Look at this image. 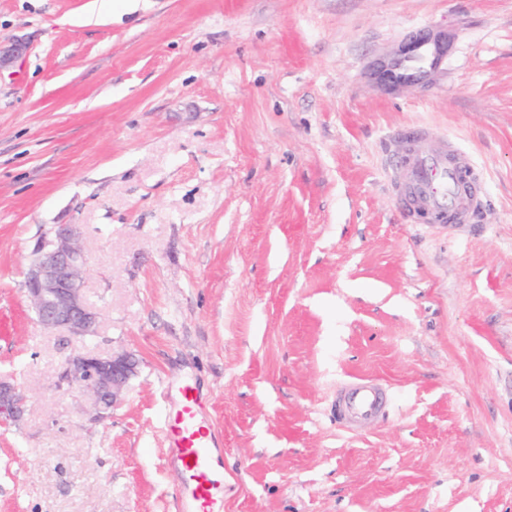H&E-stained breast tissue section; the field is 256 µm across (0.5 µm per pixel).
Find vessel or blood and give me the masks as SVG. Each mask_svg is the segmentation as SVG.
I'll list each match as a JSON object with an SVG mask.
<instances>
[{
	"label": "vessel or blood",
	"mask_w": 512,
	"mask_h": 512,
	"mask_svg": "<svg viewBox=\"0 0 512 512\" xmlns=\"http://www.w3.org/2000/svg\"><path fill=\"white\" fill-rule=\"evenodd\" d=\"M405 169L402 190L407 209L421 224H465L479 207L480 181L470 157L449 148L424 153L408 139L400 158ZM179 408L162 416L169 437V463L181 474L179 493L188 512H215L224 485L222 451L213 433L202 425L203 398L190 383L179 388ZM385 386L373 378H356L342 384L332 402L337 425L353 426L378 417L384 407Z\"/></svg>",
	"instance_id": "b4317fda"
}]
</instances>
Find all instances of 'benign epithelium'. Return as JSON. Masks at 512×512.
<instances>
[{
  "label": "benign epithelium",
  "instance_id": "7a95c632",
  "mask_svg": "<svg viewBox=\"0 0 512 512\" xmlns=\"http://www.w3.org/2000/svg\"><path fill=\"white\" fill-rule=\"evenodd\" d=\"M446 43V37L441 34L413 39L380 66L377 79L392 90L413 82H426L429 75L409 72L406 61L422 47L430 48L437 60L444 53ZM26 51L27 46L20 41L0 45V71L12 67ZM81 236L79 225L60 224L48 240H38L30 254L23 283L24 294L40 324L46 329H65L76 339L93 336L97 327L96 314L83 296L85 257ZM137 366V360L128 353L73 355L62 364L57 386L90 392L94 400L92 420L102 421L121 403ZM25 409L26 397L19 388L0 381V426L19 421Z\"/></svg>",
  "mask_w": 512,
  "mask_h": 512
}]
</instances>
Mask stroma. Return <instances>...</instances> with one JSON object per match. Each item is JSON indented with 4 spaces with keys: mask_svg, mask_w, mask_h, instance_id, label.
I'll return each mask as SVG.
<instances>
[{
    "mask_svg": "<svg viewBox=\"0 0 512 512\" xmlns=\"http://www.w3.org/2000/svg\"><path fill=\"white\" fill-rule=\"evenodd\" d=\"M0 0V512H182L164 406L189 381L224 443L223 512H512V0ZM451 35L432 83L375 65ZM485 182L468 224H413L392 131ZM82 227L80 340L22 283ZM139 362L110 418L56 387L79 353ZM369 376L385 416L336 426ZM447 39L441 34H427L413 39L410 43L398 48L393 55L382 64L377 72V79L385 87L396 90L403 88L408 83H424L430 74L409 73L405 63L412 58L420 48L428 47L433 52V72L436 71V64L439 57L444 53ZM26 397L15 385L0 381V426L18 422L26 409Z\"/></svg>",
    "mask_w": 512,
    "mask_h": 512,
    "instance_id": "35a3bbf8",
    "label": "stroma"
}]
</instances>
